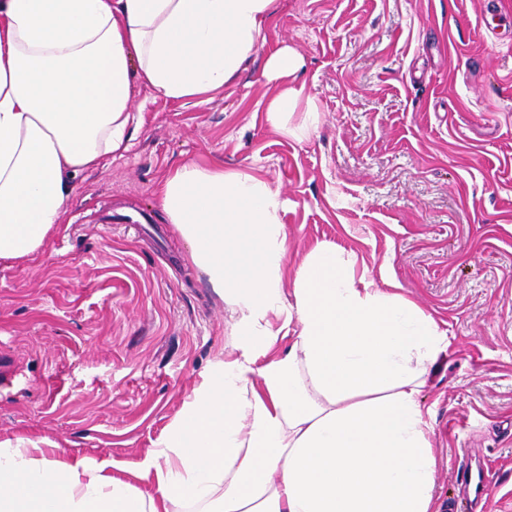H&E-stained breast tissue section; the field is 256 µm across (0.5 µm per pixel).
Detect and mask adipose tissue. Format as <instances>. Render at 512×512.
<instances>
[{
	"mask_svg": "<svg viewBox=\"0 0 512 512\" xmlns=\"http://www.w3.org/2000/svg\"><path fill=\"white\" fill-rule=\"evenodd\" d=\"M274 5L0 0V262L41 254L75 178L129 148L134 80L173 101L222 89ZM158 196L231 312L230 349L142 459L148 490L19 436L0 441V512H439L418 396L446 332L336 247L289 269L265 179L191 162Z\"/></svg>",
	"mask_w": 512,
	"mask_h": 512,
	"instance_id": "obj_1",
	"label": "adipose tissue"
}]
</instances>
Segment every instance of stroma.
Segmentation results:
<instances>
[{
  "label": "stroma",
  "instance_id": "1",
  "mask_svg": "<svg viewBox=\"0 0 512 512\" xmlns=\"http://www.w3.org/2000/svg\"><path fill=\"white\" fill-rule=\"evenodd\" d=\"M264 37L206 95L135 82L129 149L76 178L40 255L0 262V438L135 471L229 348L225 305L156 195L175 165L220 162L287 198L290 266L336 246L446 330L419 395L436 497L480 463L483 512H512V0H276ZM284 45L303 67L283 130L262 66Z\"/></svg>",
  "mask_w": 512,
  "mask_h": 512
}]
</instances>
